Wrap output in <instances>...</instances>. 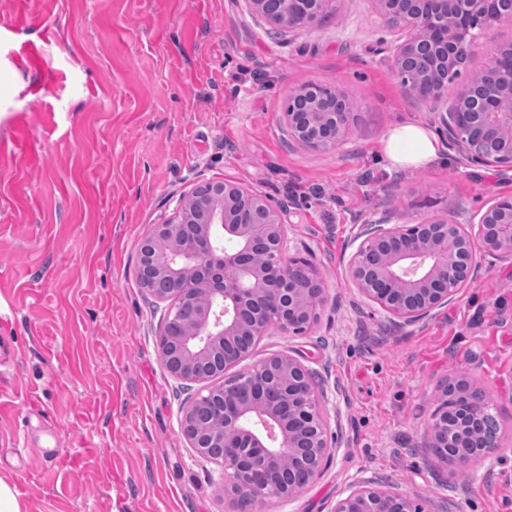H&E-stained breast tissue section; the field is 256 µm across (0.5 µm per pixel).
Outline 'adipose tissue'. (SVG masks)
<instances>
[{
    "mask_svg": "<svg viewBox=\"0 0 512 512\" xmlns=\"http://www.w3.org/2000/svg\"><path fill=\"white\" fill-rule=\"evenodd\" d=\"M383 154L392 167L419 168L434 162L442 145L425 125L415 121L399 122L388 128L383 141Z\"/></svg>",
    "mask_w": 512,
    "mask_h": 512,
    "instance_id": "obj_1",
    "label": "adipose tissue"
}]
</instances>
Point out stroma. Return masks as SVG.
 Listing matches in <instances>:
<instances>
[{
  "label": "stroma",
  "instance_id": "stroma-1",
  "mask_svg": "<svg viewBox=\"0 0 512 512\" xmlns=\"http://www.w3.org/2000/svg\"><path fill=\"white\" fill-rule=\"evenodd\" d=\"M391 39L374 0H334L296 32L247 0H0V474L26 512H229L221 467L180 431L195 389L163 366L166 305L139 280L142 238L207 179L286 201L287 254L326 289L306 332L263 337L250 359L287 353L316 373L337 447L313 484L257 512H332L367 479L428 512H512V262L482 264L412 326L349 276L355 215L413 224L512 196V178L449 147L425 168L387 165L390 125L440 128L392 68ZM511 44L512 20L478 30L448 96ZM311 81L354 105L326 152L295 142L284 117ZM462 372L506 436L465 480L424 445L439 385Z\"/></svg>",
  "mask_w": 512,
  "mask_h": 512
}]
</instances>
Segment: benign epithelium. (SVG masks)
I'll use <instances>...</instances> for the list:
<instances>
[{"instance_id": "1", "label": "benign epithelium", "mask_w": 512, "mask_h": 512, "mask_svg": "<svg viewBox=\"0 0 512 512\" xmlns=\"http://www.w3.org/2000/svg\"><path fill=\"white\" fill-rule=\"evenodd\" d=\"M272 24L301 31L317 24L332 0H247ZM397 34L391 62L402 69L422 51L427 71L407 84L416 99L432 104L448 146L467 163L512 172V80L478 79L450 101L431 72L465 68L477 27L492 29L512 18V0H375ZM299 105L285 112L288 133L313 151L337 147L354 118L350 99L316 82L296 90ZM284 205L230 181L208 180L182 196L173 219L155 224L140 243L142 287L168 303L157 334L165 369L201 383L181 410L180 430L200 456L220 465L224 499L232 512H256L274 492L291 499L323 472L330 453L320 404L323 391L299 359L278 353L228 373L249 355L242 336L256 345L275 331L301 334L315 321L325 288L317 269L285 250ZM349 276L357 290L389 319L415 324L447 305L476 277V251L491 262L512 258V196L491 200L465 221L448 218L415 224L390 222L386 214L364 220ZM263 242L266 260L251 259ZM197 305L195 324L180 327L182 305ZM492 416L484 393L467 373L441 387L427 431L430 447L446 461L464 463L468 449L490 451L504 437L485 433ZM309 475L297 485L281 458L302 457ZM333 512H426L423 504L374 480L351 486Z\"/></svg>"}]
</instances>
